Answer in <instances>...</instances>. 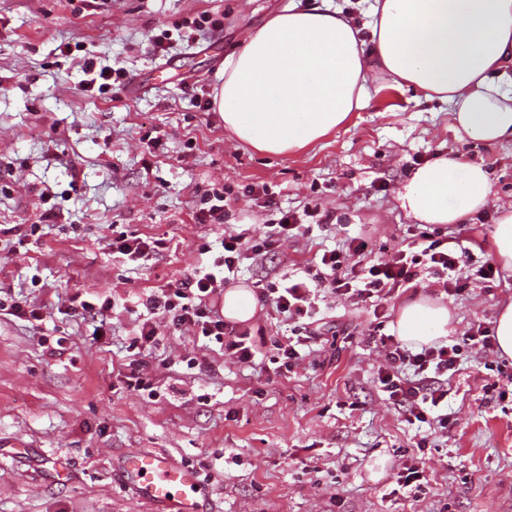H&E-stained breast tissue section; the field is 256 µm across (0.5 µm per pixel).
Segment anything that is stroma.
I'll return each instance as SVG.
<instances>
[{"label":"stroma","mask_w":512,"mask_h":512,"mask_svg":"<svg viewBox=\"0 0 512 512\" xmlns=\"http://www.w3.org/2000/svg\"><path fill=\"white\" fill-rule=\"evenodd\" d=\"M353 14L364 0H0V300L53 305L44 321L0 314V512H153L115 470L126 451L164 453L192 470L207 512H512V360L473 356L448 380L447 428L409 424L377 378L366 341L370 305L325 297L318 351L285 370L271 356L243 366L220 344L161 328L148 356L151 391L124 375L143 298L207 263L224 234L257 239L282 213L315 212L306 235L241 267L236 283L299 275L358 232L377 259L409 241L398 190L438 154L483 164L492 205L441 237L491 247L496 207L512 203V142L462 136L451 115L411 90L374 85L365 107L292 155H268L202 110L247 30L288 5ZM206 21L193 45L157 57L153 40ZM122 71L117 92L87 93L80 65ZM266 187L274 200L245 195ZM226 199L199 224L203 195ZM56 215L42 220V194ZM161 240L132 261L112 232ZM434 295L420 274L386 304ZM110 302L106 336L61 314L71 297ZM454 337L493 326L512 302V270L467 279L442 299ZM203 357L209 371L192 368ZM425 460V480L397 474ZM204 207H200L196 214L195 220L199 224H220L224 221V195L213 193L212 196H207Z\"/></svg>","instance_id":"35a3bbf8"}]
</instances>
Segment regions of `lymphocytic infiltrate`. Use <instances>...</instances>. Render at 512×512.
<instances>
[{"instance_id": "obj_1", "label": "lymphocytic infiltrate", "mask_w": 512, "mask_h": 512, "mask_svg": "<svg viewBox=\"0 0 512 512\" xmlns=\"http://www.w3.org/2000/svg\"><path fill=\"white\" fill-rule=\"evenodd\" d=\"M300 232L296 218L285 214L278 223L268 225L261 239L251 245H243L241 236L225 235L208 266L195 268L180 281L148 295L143 305L151 317L140 324L134 339L136 353L128 364V388L139 391L147 387L145 357L159 338L157 321L161 318L172 332L220 343L225 356L236 363L254 362L260 353V340L249 330L225 321L216 301L225 287L234 283L240 265L250 255L262 254ZM367 247L365 238L356 237L346 249L324 251L302 279L256 283L260 302L270 305L285 321L306 329L305 334L276 344L275 359L281 367L291 368L311 355L310 343L323 319L319 293L368 300L380 307L396 290L411 284L422 269L436 278L448 296L461 291L463 275L489 280L495 274L489 257L475 256L462 242L450 243L425 230L416 232L414 247L393 249L376 261H364ZM378 346L383 353L377 368L378 381L389 400L403 408L408 421L423 423L432 416L444 427L448 424L447 374L456 372L467 359L469 348L486 356L493 354L495 337L489 328L481 326L467 335L465 344L437 342L414 351L396 336L384 333Z\"/></svg>"}]
</instances>
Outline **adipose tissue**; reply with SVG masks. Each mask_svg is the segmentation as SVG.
Listing matches in <instances>:
<instances>
[{"label": "adipose tissue", "instance_id": "obj_1", "mask_svg": "<svg viewBox=\"0 0 512 512\" xmlns=\"http://www.w3.org/2000/svg\"><path fill=\"white\" fill-rule=\"evenodd\" d=\"M512 0H374L369 20L322 6H289L224 64L214 96L224 128L271 155L301 151L361 110L374 80L446 104L469 138L512 141ZM492 186L481 164L436 155L402 185V207L423 224H458L484 210ZM447 306L405 302L397 334L417 347L448 336Z\"/></svg>", "mask_w": 512, "mask_h": 512}]
</instances>
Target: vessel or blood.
<instances>
[{
	"mask_svg": "<svg viewBox=\"0 0 512 512\" xmlns=\"http://www.w3.org/2000/svg\"><path fill=\"white\" fill-rule=\"evenodd\" d=\"M120 475L133 483L143 500L161 506L164 512H205L202 489L192 472L169 457L138 452L128 456Z\"/></svg>",
	"mask_w": 512,
	"mask_h": 512,
	"instance_id": "vessel-or-blood-1",
	"label": "vessel or blood"
}]
</instances>
